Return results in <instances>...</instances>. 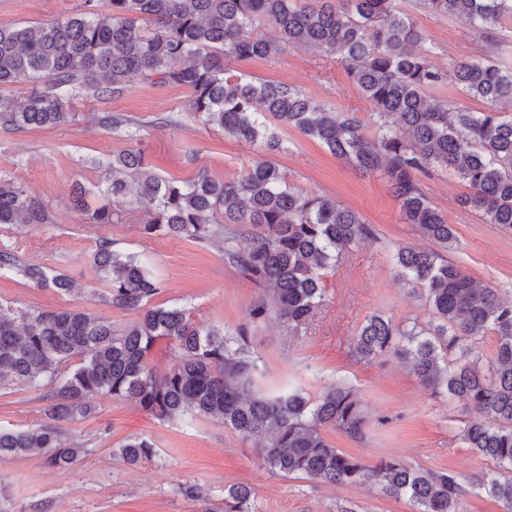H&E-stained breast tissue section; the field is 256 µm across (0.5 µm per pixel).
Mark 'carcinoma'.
<instances>
[{
	"label": "carcinoma",
	"mask_w": 512,
	"mask_h": 512,
	"mask_svg": "<svg viewBox=\"0 0 512 512\" xmlns=\"http://www.w3.org/2000/svg\"><path fill=\"white\" fill-rule=\"evenodd\" d=\"M434 14L464 17L481 30L512 16V0H419ZM82 0L79 12L33 27H0V88L32 85L22 98L0 96V128L60 126L71 122L67 105L77 97L104 102L134 81L181 86L191 92L188 111L224 133L271 151L281 149L273 123L320 141L364 174L379 177L398 202L402 219L438 249L404 247L396 264L422 287L431 310L424 328L404 329L373 314L359 327L353 350L360 360L397 354L419 382L436 394L467 402L462 440L493 463L481 489L512 512V299L481 287L443 255L455 241L452 225L429 201L421 177L434 169L464 181L461 204L487 224L512 229V69L488 59L461 61L450 72L413 50L421 36L394 0ZM150 22L152 29L143 23ZM273 26L280 40L256 32ZM305 46L334 55L373 105L371 123L338 112L300 90L248 81L232 65ZM453 75L463 92L495 109L472 112L428 95ZM395 121L409 134L393 132ZM104 130L137 139L131 120L103 111ZM376 133L368 132V125ZM91 163L105 171L104 192L116 204L131 202L149 216L142 230L196 244L223 243L224 262L273 292L275 308L260 299L251 322L275 314L292 335L325 299L324 271L344 251L373 234L356 212L320 195L294 192L268 159L255 160L239 178L219 181L205 172L192 179L156 174L139 149ZM52 223L46 204L11 177L0 176V224ZM93 263L105 282L104 303L136 314L118 328L74 309L26 311L22 323L0 305V388L51 386L45 422L25 431L0 430V456L37 451L44 464L67 470L86 454L62 439L65 425L91 416L98 395L132 399L152 416L191 422L220 419L259 441L263 466L285 476L332 485L371 482L381 493L407 498L414 512H458L463 486L450 472L415 468L397 457L370 465L335 448L323 430L354 440L366 435L368 412L354 389L336 381L316 398L301 388L271 394L256 389L260 357L250 329L197 323L190 309L151 304L161 284L133 254L99 241ZM70 293L67 275L23 263L0 250V271ZM496 337L487 372L479 369V344ZM166 340L178 363L167 372L149 364ZM474 359H469L470 355ZM135 465L156 455L149 439L130 437L119 448ZM252 490H224V512H253Z\"/></svg>",
	"instance_id": "cac0c4a2"
}]
</instances>
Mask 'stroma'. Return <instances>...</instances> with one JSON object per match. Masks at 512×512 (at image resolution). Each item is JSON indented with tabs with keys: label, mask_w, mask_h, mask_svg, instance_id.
Segmentation results:
<instances>
[{
	"label": "stroma",
	"mask_w": 512,
	"mask_h": 512,
	"mask_svg": "<svg viewBox=\"0 0 512 512\" xmlns=\"http://www.w3.org/2000/svg\"><path fill=\"white\" fill-rule=\"evenodd\" d=\"M82 0H0V26L15 27L65 18ZM421 33V50L434 66L485 55L512 68V18L492 29L473 28L457 16H439L418 0H396ZM247 80L268 81L302 91L339 111L367 117L371 103L351 83L334 57L305 47H289L278 56L234 64ZM190 93L175 85L135 81L131 88L99 103L74 99V117L58 127L0 130V175L22 183L41 199L51 223L33 227L0 225V247L22 260L67 274L70 293L43 288L10 272L0 273V304L16 311L66 308L109 318L116 326L133 321L132 313L102 302L104 285L93 265L101 239L115 250L147 257L163 283L153 304L181 305L196 321L233 329L249 324L252 344L269 385L292 383L317 396L324 386L344 379L353 384L369 411L367 434L355 441L325 430L326 439L343 452L372 464L398 457L413 467L450 471L461 476L466 493L461 512H507L476 487L491 469L460 437L467 418L463 400L433 395L396 356L371 362L353 353L354 336L374 313L401 327L427 323L431 311L418 284L396 268L398 248H429L414 225L404 223L397 202L383 182L364 176L337 159L317 140L280 126L283 148L268 153L263 142H245L188 112ZM130 116L152 169L160 176L189 179L199 172L224 180L238 177L252 161L270 158L298 193L321 195L359 213L374 230L328 271L322 306L298 334H288L272 318L250 322L249 310L260 291L239 270L224 262L216 245L198 246L142 231L144 212L133 205H113L104 194L103 174L91 158L116 155L131 141L96 126L100 110ZM172 123L160 126L159 118ZM84 184L90 208L112 207L111 223L92 224L72 205L71 188ZM432 205L452 224L456 240L448 258L477 284L497 288L512 298V230L484 223L479 213L460 205L467 191L458 178L435 170L423 180ZM43 389L0 388V428L24 430L44 420ZM93 416L66 426L67 440L83 442L87 453L71 469L48 468L36 453L0 457V512H224L225 488L244 484L253 491V512H413L408 500L383 495L371 484L332 485L297 476H282L260 466L254 441L224 427L215 418L170 423L144 412L130 399L98 397ZM134 436L150 439L156 450L147 462L132 466L119 454ZM197 485L199 499L181 492Z\"/></svg>",
	"instance_id": "obj_1"
}]
</instances>
